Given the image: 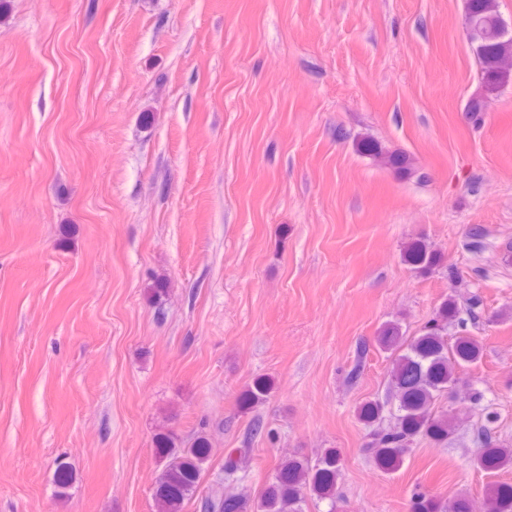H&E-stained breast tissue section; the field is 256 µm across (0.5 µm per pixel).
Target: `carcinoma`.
I'll return each mask as SVG.
<instances>
[{"mask_svg": "<svg viewBox=\"0 0 512 512\" xmlns=\"http://www.w3.org/2000/svg\"><path fill=\"white\" fill-rule=\"evenodd\" d=\"M466 21L472 50L481 69L482 84L489 91L512 81V35L500 32L502 16L496 0H466ZM359 153L368 156L400 177L416 173L414 159L405 152L390 150L380 142L363 137ZM406 265L426 273L439 262V256L422 239L408 242L402 252ZM377 347L390 360L388 398L368 400L357 409L359 421L368 429L365 451L373 463L386 473L398 471L412 445L419 438L446 444L455 430L454 416L438 409L444 399L457 398L461 375L483 357V346L468 331L467 320L453 297L444 299L434 316L414 336L406 335L400 323H384L375 336ZM274 389L268 378H258L240 397V407L252 410L262 405ZM396 405L394 420L384 423L386 404ZM496 416L489 413L485 423L474 431L477 453L471 466L487 474L512 468V448L492 436ZM162 469L153 496L157 512H183L193 500L210 457L208 434L199 430L186 444L177 442L170 431L154 437ZM341 476L337 449L327 448L311 461L291 456L279 463L271 481L258 499L224 490V480L208 488L198 499L199 512H305L308 499L331 501L336 512V489ZM484 503L488 512H512V483L494 482L487 486ZM410 512H472L465 494L442 498L417 491L410 499Z\"/></svg>", "mask_w": 512, "mask_h": 512, "instance_id": "obj_1", "label": "carcinoma"}]
</instances>
